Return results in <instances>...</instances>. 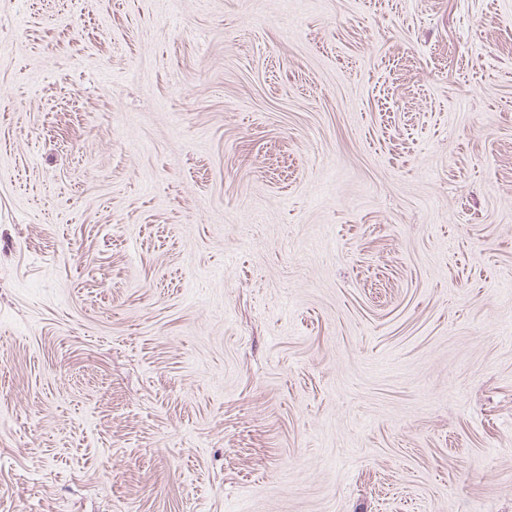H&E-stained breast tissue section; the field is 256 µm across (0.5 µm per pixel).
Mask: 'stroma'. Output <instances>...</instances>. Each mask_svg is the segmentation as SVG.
Listing matches in <instances>:
<instances>
[{"label":"stroma","instance_id":"1","mask_svg":"<svg viewBox=\"0 0 512 512\" xmlns=\"http://www.w3.org/2000/svg\"><path fill=\"white\" fill-rule=\"evenodd\" d=\"M0 512H512V0H0Z\"/></svg>","mask_w":512,"mask_h":512}]
</instances>
